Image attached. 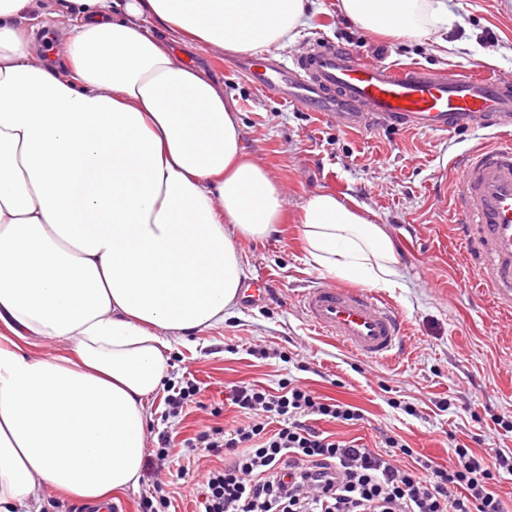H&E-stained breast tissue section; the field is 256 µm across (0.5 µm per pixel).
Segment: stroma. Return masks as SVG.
<instances>
[{
    "instance_id": "35a3bbf8",
    "label": "stroma",
    "mask_w": 512,
    "mask_h": 512,
    "mask_svg": "<svg viewBox=\"0 0 512 512\" xmlns=\"http://www.w3.org/2000/svg\"><path fill=\"white\" fill-rule=\"evenodd\" d=\"M321 37L398 65L464 68L482 61L491 73H512V0H454L447 26L419 41L362 29L345 16L341 0H312L307 24L275 55L291 59ZM180 50L233 96L244 144L280 187L289 221L277 234L239 244L251 282L268 290L265 302L239 305L223 325L188 337L169 355L170 381L189 379L200 388L196 404L168 422L164 395L154 399L151 426L172 437L166 478L174 512H197L208 467L207 459L190 461L185 440L243 423L224 390L244 382L275 388L293 377L320 396L357 406L363 418L356 425L319 427L372 448L388 433L440 463L459 444L483 456L512 449V432L496 423L512 417V316L495 312L477 287L445 206L457 175L450 159L485 133L342 129L255 90L236 68L237 53L193 42ZM322 190L366 206L399 252L401 285L382 293L404 322L395 360L360 358L304 318L300 296L323 277L305 258L296 219L307 197ZM301 362L306 370H298ZM406 403L420 404L421 413H405Z\"/></svg>"
}]
</instances>
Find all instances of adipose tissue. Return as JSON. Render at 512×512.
I'll return each mask as SVG.
<instances>
[{
	"instance_id": "obj_1",
	"label": "adipose tissue",
	"mask_w": 512,
	"mask_h": 512,
	"mask_svg": "<svg viewBox=\"0 0 512 512\" xmlns=\"http://www.w3.org/2000/svg\"><path fill=\"white\" fill-rule=\"evenodd\" d=\"M362 28L424 39L447 0H341ZM309 0H0V512L37 487L89 502L137 490L177 339L222 324L248 278L238 244L276 231L279 186L233 97L173 51L293 41ZM71 19L65 63L24 24ZM308 261L400 285L383 225L336 195L303 204ZM46 338L66 345L29 354Z\"/></svg>"
}]
</instances>
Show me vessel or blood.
Returning a JSON list of instances; mask_svg holds the SVG:
<instances>
[{"instance_id":"1","label":"vessel or blood","mask_w":512,"mask_h":512,"mask_svg":"<svg viewBox=\"0 0 512 512\" xmlns=\"http://www.w3.org/2000/svg\"><path fill=\"white\" fill-rule=\"evenodd\" d=\"M255 88L348 130L374 126L433 132H489L493 140L456 154L450 212L477 279L499 312L512 313V74L485 75L482 63L433 69L364 58L316 41L290 65L240 59ZM311 327L350 352L393 359L403 342L397 311L373 292L323 283L301 296Z\"/></svg>"}]
</instances>
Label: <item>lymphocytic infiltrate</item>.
Masks as SVG:
<instances>
[{"instance_id":"obj_1","label":"lymphocytic infiltrate","mask_w":512,"mask_h":512,"mask_svg":"<svg viewBox=\"0 0 512 512\" xmlns=\"http://www.w3.org/2000/svg\"><path fill=\"white\" fill-rule=\"evenodd\" d=\"M229 398L249 422L185 442L223 459L203 477L201 512H504L493 482L512 474V452L488 459L459 444L443 464L397 435L374 450L316 426L355 424L358 407L293 380L236 385Z\"/></svg>"}]
</instances>
